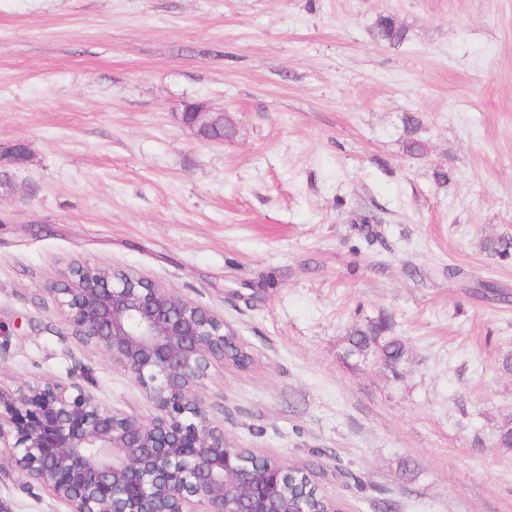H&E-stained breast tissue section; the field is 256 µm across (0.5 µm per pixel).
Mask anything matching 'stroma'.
<instances>
[{
	"label": "stroma",
	"instance_id": "35a3bbf8",
	"mask_svg": "<svg viewBox=\"0 0 512 512\" xmlns=\"http://www.w3.org/2000/svg\"><path fill=\"white\" fill-rule=\"evenodd\" d=\"M382 13L403 44L374 40ZM195 100L236 136L200 142L179 121ZM411 112L420 158L401 149ZM18 140L0 382L82 377L151 417L46 291L75 258L132 269L251 354L204 382L232 445L314 464L344 512H512V302L484 290L512 292V252L484 248L512 238V0H0V144ZM382 314L395 370L345 354ZM0 505L67 512L11 467Z\"/></svg>",
	"mask_w": 512,
	"mask_h": 512
}]
</instances>
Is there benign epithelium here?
Masks as SVG:
<instances>
[{
  "instance_id": "7a95c632",
  "label": "benign epithelium",
  "mask_w": 512,
  "mask_h": 512,
  "mask_svg": "<svg viewBox=\"0 0 512 512\" xmlns=\"http://www.w3.org/2000/svg\"><path fill=\"white\" fill-rule=\"evenodd\" d=\"M224 110L184 104L198 133ZM46 292L71 336L130 375L150 418L102 403L78 379L0 385V468L44 485L68 512H307L288 507V465L232 448L204 380L239 344L208 308L131 273L74 259Z\"/></svg>"
}]
</instances>
